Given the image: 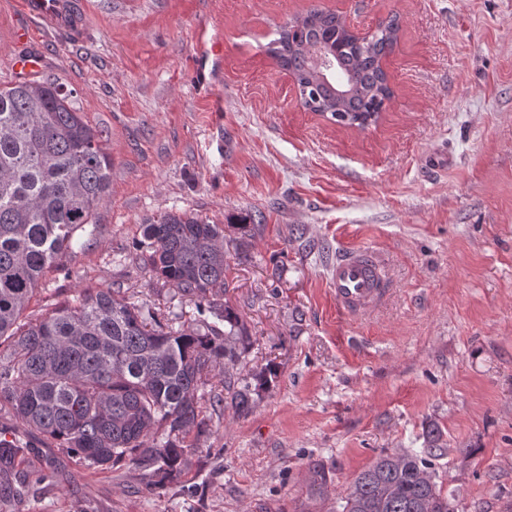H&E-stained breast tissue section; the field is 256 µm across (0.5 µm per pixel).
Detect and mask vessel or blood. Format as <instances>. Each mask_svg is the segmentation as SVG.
<instances>
[{
	"label": "vessel or blood",
	"mask_w": 512,
	"mask_h": 512,
	"mask_svg": "<svg viewBox=\"0 0 512 512\" xmlns=\"http://www.w3.org/2000/svg\"><path fill=\"white\" fill-rule=\"evenodd\" d=\"M29 20L63 35L70 45L84 44L91 28L86 0H22ZM43 59L35 53L12 56L9 68L14 75L39 72ZM328 286L339 308L351 315L370 312L387 299L392 282L382 255L374 250L347 247L337 251L328 270Z\"/></svg>",
	"instance_id": "vessel-or-blood-1"
}]
</instances>
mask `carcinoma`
I'll return each mask as SVG.
<instances>
[{"label": "carcinoma", "instance_id": "obj_1", "mask_svg": "<svg viewBox=\"0 0 512 512\" xmlns=\"http://www.w3.org/2000/svg\"><path fill=\"white\" fill-rule=\"evenodd\" d=\"M391 15L365 37L342 17L313 8L279 26L267 53L294 79L302 106L365 130L392 97L383 60L398 43ZM323 56L337 77L324 74ZM50 78L0 86V410L56 443L88 468L131 465L146 487L185 476L188 453L211 434L213 411L251 409L247 338L240 316L214 302L224 287V225L193 212H166L142 225L137 247L163 285L197 300L213 321L175 329L151 307L112 288H87L44 316H25L46 271L72 251L74 235L96 224L112 158L101 136ZM224 393L208 390L215 369ZM0 430V502L21 503L28 451ZM342 512H450L430 463L408 453L379 455L344 490Z\"/></svg>", "mask_w": 512, "mask_h": 512}]
</instances>
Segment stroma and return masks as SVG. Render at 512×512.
<instances>
[{
    "mask_svg": "<svg viewBox=\"0 0 512 512\" xmlns=\"http://www.w3.org/2000/svg\"><path fill=\"white\" fill-rule=\"evenodd\" d=\"M92 36L63 45L0 0V75L16 26L72 90L112 158L96 231L75 235L27 309L37 319L87 288L188 323L193 301L136 258L144 224L192 211L251 219L227 249L225 290L248 367L274 364L251 409H225L187 458L188 478L146 490L140 470L73 466L31 439L19 512H336L378 455L447 450L432 469L452 512H512V0H90ZM330 9L363 33L397 15L383 62L393 97L375 126L306 111L268 55L278 27ZM344 245L390 262L379 313L341 312L327 269Z\"/></svg>",
    "mask_w": 512,
    "mask_h": 512,
    "instance_id": "stroma-1",
    "label": "stroma"
}]
</instances>
